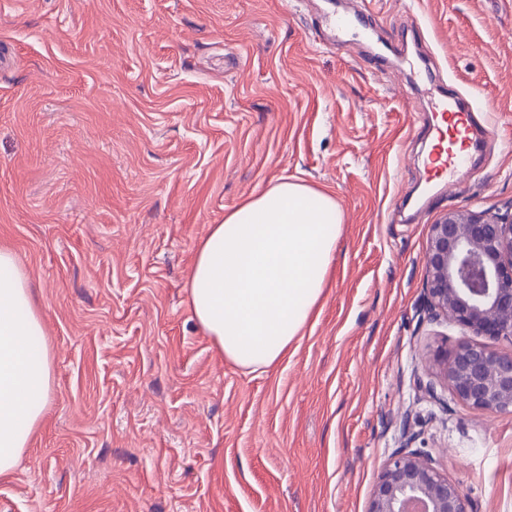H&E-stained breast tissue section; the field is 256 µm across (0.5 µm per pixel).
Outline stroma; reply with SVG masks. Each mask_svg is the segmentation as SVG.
<instances>
[{
	"label": "stroma",
	"instance_id": "35a3bbf8",
	"mask_svg": "<svg viewBox=\"0 0 512 512\" xmlns=\"http://www.w3.org/2000/svg\"><path fill=\"white\" fill-rule=\"evenodd\" d=\"M490 119L424 196L436 90ZM342 215L282 361L226 360L187 282L279 179ZM512 209V0H0V244L37 295L42 417L0 512H365L403 430L469 512H512V414L425 390L431 224Z\"/></svg>",
	"mask_w": 512,
	"mask_h": 512
}]
</instances>
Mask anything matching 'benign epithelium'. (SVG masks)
Segmentation results:
<instances>
[{"instance_id":"7a95c632","label":"benign epithelium","mask_w":512,"mask_h":512,"mask_svg":"<svg viewBox=\"0 0 512 512\" xmlns=\"http://www.w3.org/2000/svg\"><path fill=\"white\" fill-rule=\"evenodd\" d=\"M427 310L474 336L512 342V213L452 210L431 227L425 254ZM425 370L462 404L512 413V354L483 342L435 350ZM383 465L366 512H468L459 484L412 449L413 437Z\"/></svg>"}]
</instances>
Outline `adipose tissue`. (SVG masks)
I'll use <instances>...</instances> for the list:
<instances>
[{"label": "adipose tissue", "mask_w": 512, "mask_h": 512, "mask_svg": "<svg viewBox=\"0 0 512 512\" xmlns=\"http://www.w3.org/2000/svg\"><path fill=\"white\" fill-rule=\"evenodd\" d=\"M341 212L328 193L284 179L248 198L197 248L187 288L194 318L249 371L282 360L318 307ZM27 274L0 246V476L26 448L51 380Z\"/></svg>", "instance_id": "ef3b65f1"}]
</instances>
